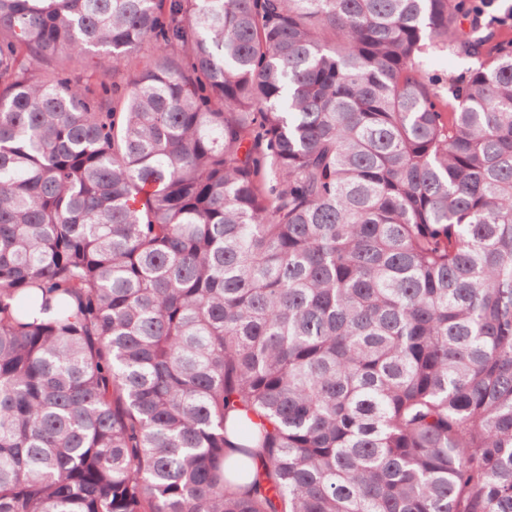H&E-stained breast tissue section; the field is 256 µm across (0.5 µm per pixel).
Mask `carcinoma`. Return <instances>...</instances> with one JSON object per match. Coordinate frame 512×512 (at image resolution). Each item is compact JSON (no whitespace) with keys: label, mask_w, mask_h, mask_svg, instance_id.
<instances>
[{"label":"carcinoma","mask_w":512,"mask_h":512,"mask_svg":"<svg viewBox=\"0 0 512 512\" xmlns=\"http://www.w3.org/2000/svg\"><path fill=\"white\" fill-rule=\"evenodd\" d=\"M467 12L0 0V512H512V42ZM164 53L169 54L172 57H175V50L171 48H167ZM162 51L153 43H145L141 46V48L138 51V58L133 59L131 63H129L127 66H121L115 71H111V75L107 77V80L110 84L112 82L114 84L124 86L127 83H129L137 70V63L139 60H146L147 58L156 57L157 55L164 54ZM473 64V60L465 55L438 51L430 53L426 59L427 72L440 80L465 75ZM62 65L69 69L70 77L73 82L80 84L87 83L96 86L103 79V72L99 68L95 67L93 61L90 59L81 63H68L64 57L59 56L58 58L45 63L41 68L43 70H52L54 68H59Z\"/></svg>","instance_id":"carcinoma-1"}]
</instances>
